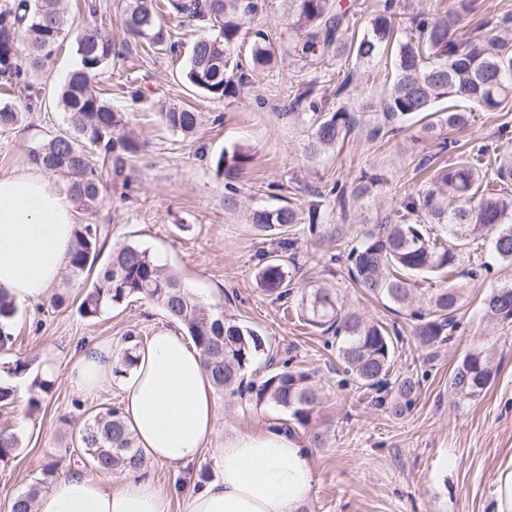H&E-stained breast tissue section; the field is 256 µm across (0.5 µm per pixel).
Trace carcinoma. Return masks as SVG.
Listing matches in <instances>:
<instances>
[{
	"label": "carcinoma",
	"instance_id": "obj_1",
	"mask_svg": "<svg viewBox=\"0 0 512 512\" xmlns=\"http://www.w3.org/2000/svg\"><path fill=\"white\" fill-rule=\"evenodd\" d=\"M293 27L305 34L302 53L311 65L320 63L324 52L336 47L338 54L372 59L389 50L394 32L403 23L399 0H384L368 20V30L345 45L337 34L349 26L354 13L347 8L333 12L330 0H293ZM168 13L190 20L206 21L216 34L198 39L187 53L184 77L194 89L213 99L232 97L247 84L250 72L266 67L271 47L263 30L254 26L262 11L261 0H167ZM476 0H456L441 11L433 6L417 11L405 27V39L395 51L393 80L376 104L391 129L417 116L430 118L423 131L437 141L439 151L420 158L415 174L433 170L428 188L406 196L399 207L379 216L360 244L345 256L348 275L367 295L384 298L415 320L413 329L418 348L427 358H437L459 325L458 312L464 307L463 289L450 284L441 288H416V280L451 274L460 250L473 240L491 236L497 261L512 265V150L494 142L461 144L442 137L445 129L472 125L476 112H500L512 97V15L505 12L481 35L463 33L464 17L476 12ZM67 20L58 0H6L0 7V77L28 100V109L42 106L33 91L31 73L41 68L57 44L68 36ZM124 27L134 39L175 55L178 45L162 23L156 0H126ZM251 36L247 64L232 62L230 50L238 40ZM78 67L61 84L58 105L68 127L32 148L31 165L64 179L74 207L86 219L75 225L74 244L69 255L71 275L92 270L101 254L106 236L96 221L103 192L114 185L127 187L130 164L144 151L146 143L126 131L127 116L112 107L95 85V79L121 56L120 47L104 26L85 30L74 39ZM314 85L288 101L286 116L297 118L304 105L312 111L313 132L307 144L308 157L335 148L358 127L360 118L338 108L325 109L313 100ZM466 104L448 110L437 109L443 101ZM161 122L185 138L196 134L203 115L190 108L172 107L159 113ZM21 113L0 103V130H13ZM253 160L250 151L236 148L212 157L209 164L217 174L236 175ZM307 220L312 230L328 222L320 206H310L306 217L292 207L258 209L252 223L264 231L282 230ZM440 224L454 239L448 248L430 238L427 225ZM264 289L279 298L290 296L288 261L272 256L258 270ZM157 304L165 318L182 324L200 352L215 389L232 395H249L257 407L271 405L283 411L280 428L295 432L311 424L318 394L311 375L287 363L259 382L246 380L253 363L263 357L273 361L266 340L256 330L224 319V312L200 303L180 278L159 264L153 255L137 245L115 248L96 280L83 290L79 313L94 319L104 310L130 298ZM299 307L309 325L332 335L344 371L364 390L380 410L403 417L416 406L420 381L412 374L394 371L398 343L402 340L393 325L371 322L354 311H344L328 288H304ZM482 318L491 324L512 323V285L493 288L480 301ZM16 308L0 288V351L14 345ZM129 347L119 359L115 372L134 366L140 340L127 336ZM29 362L19 357L0 362V403H11L15 386L10 380L27 374ZM491 350H468L448 374V399L461 407L480 397L496 376ZM51 381L35 376L28 387L29 413L40 410L43 394ZM72 444L79 456L99 473H134L145 465L135 448L121 407L107 405L85 418L75 430ZM21 441L17 433L0 430V462L15 457ZM43 481L14 496L11 512H33Z\"/></svg>",
	"mask_w": 512,
	"mask_h": 512
}]
</instances>
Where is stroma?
<instances>
[{"instance_id":"obj_1","label":"stroma","mask_w":512,"mask_h":512,"mask_svg":"<svg viewBox=\"0 0 512 512\" xmlns=\"http://www.w3.org/2000/svg\"><path fill=\"white\" fill-rule=\"evenodd\" d=\"M68 27L80 30L105 24L124 47L97 80V87L115 110L128 113L130 127L146 143L135 159L129 188L114 187L104 195L99 220L108 234L102 258L114 247L146 248L177 272L188 291L207 305L221 307L226 319L257 330L269 339L276 361L308 370L320 393L309 431L298 437L311 451L314 482L298 512H497L496 480L512 470V327L488 324L478 310V298L490 287L512 284V269L495 265L487 277L472 280L471 267L489 258L490 245L475 240L465 248L452 278H434L430 287L448 282L467 285L465 306L455 344L434 362H426L417 347L411 323L383 300L353 288L338 253L358 242L380 211L404 194L421 190L413 168L420 157L435 153L432 140L418 122L403 131L369 138L367 129L381 123L375 104L393 69V53L369 62L328 54L320 70L309 68L302 39L292 27L286 0H265L260 23L275 51L273 64L253 73L239 95L214 100L195 94L185 83L180 64L166 51L128 38L118 0H61ZM78 65L72 39H65L32 78L42 107L25 109L22 94L4 95L22 110V122L0 130V174L29 172L28 152L65 127L56 90ZM350 71L354 81L342 97L331 96L328 78ZM138 78L144 101L130 107L122 86ZM327 94L330 108H345L361 117V125L343 145L316 159L305 157L312 133L308 115L283 117L290 95L309 84ZM191 106L207 116L223 115L222 125H205L186 139L163 126L160 105ZM250 149L253 161L234 181L216 174L208 159L224 150ZM379 182L369 194L350 201L346 217L322 226L313 235L308 225H290L284 236L293 240L288 251L295 293L316 284L336 292L346 310L369 320L397 323L403 340L395 368L421 376V394L413 412L398 419L371 403V396L347 375L331 337L299 320L297 298L277 299L257 279L265 257L281 253V237L259 231L249 215L260 208L292 204L307 211L315 194L341 183L352 188L361 172ZM90 276L60 279L53 289L70 298L63 308L49 299L17 312L13 355L30 362V372L51 380L41 409L28 413L24 401L0 407V428L16 431L22 446L8 464L0 463V512L10 500L40 478L46 466L55 476L76 468L70 442L76 424L104 404L121 405L122 379L114 376L89 392L75 390L67 372L80 349L111 344L122 353L128 332L141 338L165 325L160 309L135 300L105 310L98 318H83L78 301ZM495 346L499 365L487 392L456 409L448 402V374L476 346ZM217 432L258 431L274 427L280 411L256 407L248 397L217 393ZM322 444H314L313 433ZM215 470L213 450H205L187 468L148 462L147 476L171 496L172 512H185L187 495L201 468Z\"/></svg>"}]
</instances>
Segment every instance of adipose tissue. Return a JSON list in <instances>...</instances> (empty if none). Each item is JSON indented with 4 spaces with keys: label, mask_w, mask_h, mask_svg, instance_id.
<instances>
[{
    "label": "adipose tissue",
    "mask_w": 512,
    "mask_h": 512,
    "mask_svg": "<svg viewBox=\"0 0 512 512\" xmlns=\"http://www.w3.org/2000/svg\"><path fill=\"white\" fill-rule=\"evenodd\" d=\"M74 241L68 196L39 173L0 176V288L19 307L45 298ZM124 377L123 417L146 458L194 464L216 432L215 389L200 353L175 328H156ZM108 346L81 351L69 379L99 387L112 369ZM219 476L194 487L187 512H296L314 479L310 452L281 430L237 431L216 453ZM35 512H171L150 478L127 473L115 488L72 472L42 493Z\"/></svg>",
    "instance_id": "1"
}]
</instances>
